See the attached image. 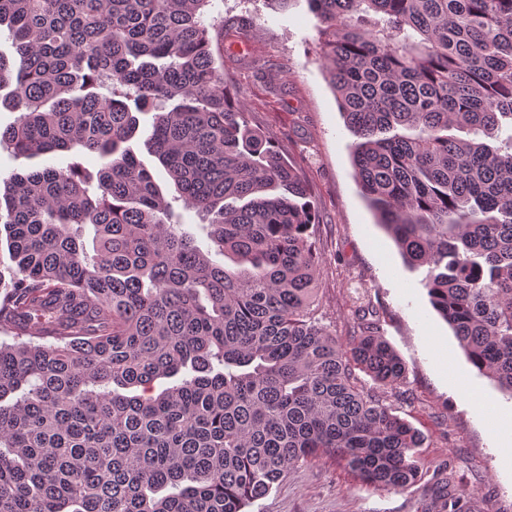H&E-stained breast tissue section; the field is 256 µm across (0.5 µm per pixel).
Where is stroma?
Returning a JSON list of instances; mask_svg holds the SVG:
<instances>
[{"label":"stroma","instance_id":"obj_1","mask_svg":"<svg viewBox=\"0 0 512 512\" xmlns=\"http://www.w3.org/2000/svg\"><path fill=\"white\" fill-rule=\"evenodd\" d=\"M207 15L216 21L210 36L226 91L305 178L320 214L316 318L346 343L368 331L383 336L406 366L383 398L425 436L413 486L378 491L324 457L291 469L247 512H443L435 491L443 483L461 512H512V401L468 362L429 303L424 270L404 263L368 208L307 0L282 11L265 0H212ZM448 359L465 373L468 392L441 377Z\"/></svg>","mask_w":512,"mask_h":512}]
</instances>
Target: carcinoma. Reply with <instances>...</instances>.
<instances>
[{
  "label": "carcinoma",
  "instance_id": "carcinoma-1",
  "mask_svg": "<svg viewBox=\"0 0 512 512\" xmlns=\"http://www.w3.org/2000/svg\"><path fill=\"white\" fill-rule=\"evenodd\" d=\"M210 2L0 0V148L68 159L0 189V512H245L323 457L417 481L422 432L355 374L405 364L315 318L319 214L226 94ZM309 3L363 197L512 398V0ZM145 113L180 212L127 146Z\"/></svg>",
  "mask_w": 512,
  "mask_h": 512
}]
</instances>
